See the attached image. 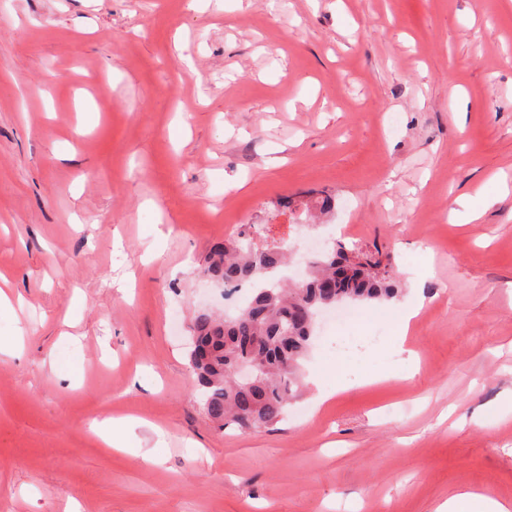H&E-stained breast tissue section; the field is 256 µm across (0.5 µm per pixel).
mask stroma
I'll list each match as a JSON object with an SVG mask.
<instances>
[{
    "label": "stroma",
    "instance_id": "obj_1",
    "mask_svg": "<svg viewBox=\"0 0 512 512\" xmlns=\"http://www.w3.org/2000/svg\"><path fill=\"white\" fill-rule=\"evenodd\" d=\"M332 194L316 218L282 197ZM249 232L381 249L288 417L218 427L189 375L200 271ZM0 512H436L512 502V10L504 0H0ZM129 282L130 293L119 291ZM360 376L316 405L337 356ZM71 373L68 381L60 373ZM143 420L128 452L104 412ZM150 450L145 464L139 449ZM424 297H421L415 302H411L396 308L389 309L391 315V322L396 327L397 336H391L392 341L395 343V348L398 353H403L404 338L409 328L410 321L417 316L422 307ZM144 422L132 417H107L93 425L92 430L97 437L110 448L126 451V442L135 435L137 428L143 427ZM511 508L489 496L464 490L441 504L436 512H510Z\"/></svg>",
    "mask_w": 512,
    "mask_h": 512
}]
</instances>
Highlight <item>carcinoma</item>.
Returning a JSON list of instances; mask_svg holds the SVG:
<instances>
[{"label":"carcinoma","mask_w":512,"mask_h":512,"mask_svg":"<svg viewBox=\"0 0 512 512\" xmlns=\"http://www.w3.org/2000/svg\"><path fill=\"white\" fill-rule=\"evenodd\" d=\"M287 262L280 248L259 251L242 233L214 246L203 261L210 280L253 288L233 317L201 309L192 318V381L202 389L207 415L221 428L260 429L286 417L319 309L398 293L392 267L377 251L351 250L337 241L310 262L301 283L278 277Z\"/></svg>","instance_id":"cac0c4a2"}]
</instances>
